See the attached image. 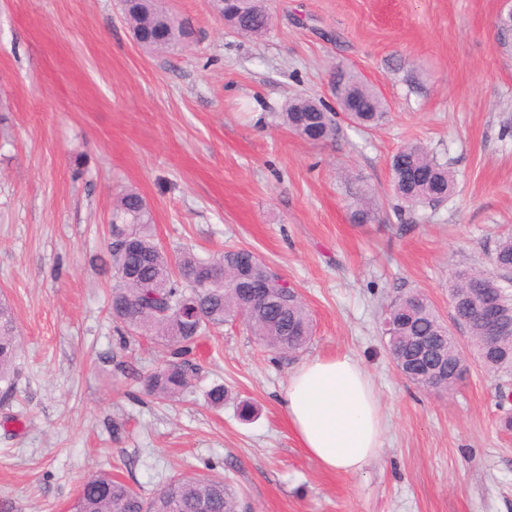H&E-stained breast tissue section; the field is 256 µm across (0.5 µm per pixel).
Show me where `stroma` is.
Listing matches in <instances>:
<instances>
[{
    "label": "stroma",
    "mask_w": 512,
    "mask_h": 512,
    "mask_svg": "<svg viewBox=\"0 0 512 512\" xmlns=\"http://www.w3.org/2000/svg\"><path fill=\"white\" fill-rule=\"evenodd\" d=\"M195 37L142 49L120 0H0V299L21 338L16 394L0 404V512H70L108 471L144 497L174 475L223 479L250 512H512V375L475 359L452 391L398 370L384 308L424 292L450 318L459 270L492 269L512 236V43L504 0H265L268 32L225 28L207 0H163ZM384 99L379 127L336 118L294 134L296 97L335 109L336 65ZM423 143L447 164V200L398 210L390 161ZM138 191L168 254L253 251L306 303L311 344L264 349L223 327L197 352L193 387L156 402L141 380L163 354L123 348L107 311L112 205ZM374 220L355 223L356 201ZM347 355L385 423L362 471L323 468L281 395L306 359ZM225 391L212 408L207 391ZM249 402L253 420L237 408Z\"/></svg>",
    "instance_id": "35a3bbf8"
}]
</instances>
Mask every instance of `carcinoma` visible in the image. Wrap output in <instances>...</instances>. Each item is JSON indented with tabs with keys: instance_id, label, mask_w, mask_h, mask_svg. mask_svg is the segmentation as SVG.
Listing matches in <instances>:
<instances>
[{
	"instance_id": "cac0c4a2",
	"label": "carcinoma",
	"mask_w": 512,
	"mask_h": 512,
	"mask_svg": "<svg viewBox=\"0 0 512 512\" xmlns=\"http://www.w3.org/2000/svg\"><path fill=\"white\" fill-rule=\"evenodd\" d=\"M126 20L133 24L141 45L178 50L193 37L190 22L169 13L157 0H123ZM217 9L238 34L262 35L269 16L261 0H222ZM334 96L352 123L372 128L386 117L378 92L350 68H336ZM288 127L310 141L336 136V113L309 99H295L285 112ZM392 186L410 207L435 204L448 198L454 179L428 148L420 143L400 149L391 161ZM110 256L115 282L108 313L123 343L146 339L165 351L164 362L142 380L146 395L171 401L184 394L197 371L199 342L213 329L239 322L264 347L297 353L313 338L311 314L295 291L253 252L226 248L201 257L191 248L175 256L163 251L152 234L153 215L145 199L132 189L122 191L112 209ZM494 265L503 276L512 274V237L502 240ZM253 280L266 285L262 298L244 291ZM457 301L453 321L465 328L477 362L499 373L512 367V340L494 345L480 314L489 301L504 311L512 332V292L497 275L481 270L457 274L450 289ZM388 351L403 375L423 390H451L462 378L459 347L430 299L413 290L388 306L382 319ZM436 341L435 370L413 366L418 341ZM19 336L12 308L0 300V403L14 398ZM239 496L224 481L199 475L171 479L154 497L144 499L109 472L92 474L80 484L72 512H240Z\"/></svg>"
}]
</instances>
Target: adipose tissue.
<instances>
[{"instance_id":"1","label":"adipose tissue","mask_w":512,"mask_h":512,"mask_svg":"<svg viewBox=\"0 0 512 512\" xmlns=\"http://www.w3.org/2000/svg\"><path fill=\"white\" fill-rule=\"evenodd\" d=\"M282 405L303 448L326 469L359 472L382 446L380 402L350 357L305 360L289 376Z\"/></svg>"}]
</instances>
